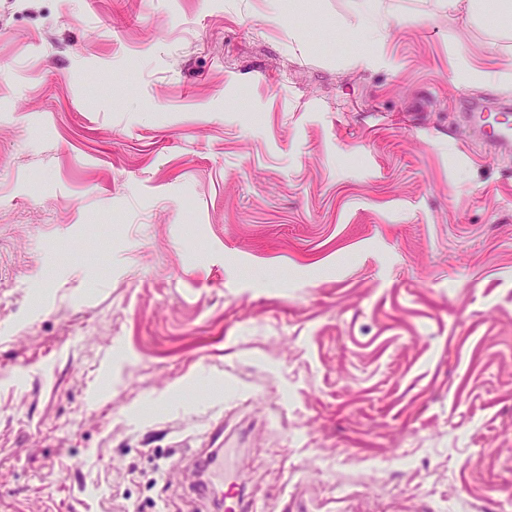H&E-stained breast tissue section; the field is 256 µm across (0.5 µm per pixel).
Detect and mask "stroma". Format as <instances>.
Segmentation results:
<instances>
[{"instance_id":"35a3bbf8","label":"stroma","mask_w":512,"mask_h":512,"mask_svg":"<svg viewBox=\"0 0 512 512\" xmlns=\"http://www.w3.org/2000/svg\"><path fill=\"white\" fill-rule=\"evenodd\" d=\"M361 3L0 0V512H512V23ZM492 106L471 104L465 117L473 120L481 140L489 146L509 148L512 145V115L510 108L497 112ZM221 448H218L216 456L212 458L208 466L209 481L213 486L217 487V482L222 481L227 485V490L224 493V510L226 512H248L249 502L245 499V493L242 486L236 482L230 481L229 483L224 480V464L220 460Z\"/></svg>"}]
</instances>
